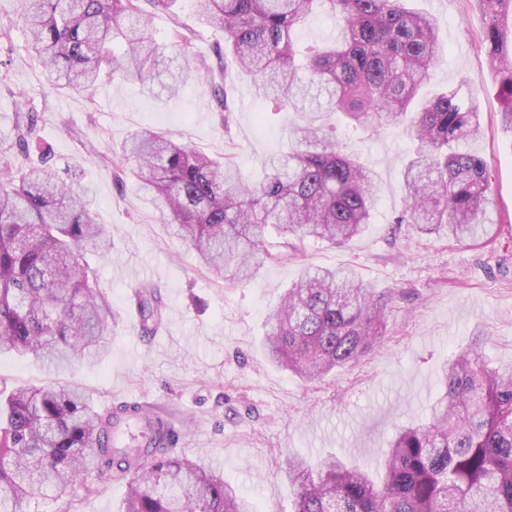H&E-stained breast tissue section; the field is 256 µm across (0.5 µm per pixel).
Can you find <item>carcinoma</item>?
Returning <instances> with one entry per match:
<instances>
[{
	"label": "carcinoma",
	"instance_id": "obj_1",
	"mask_svg": "<svg viewBox=\"0 0 512 512\" xmlns=\"http://www.w3.org/2000/svg\"><path fill=\"white\" fill-rule=\"evenodd\" d=\"M31 51L60 87L93 94L104 77L145 82L166 61L148 27L176 0H20ZM481 41L512 128V0H477ZM197 19L224 32L216 61L196 52L194 28L177 18L171 46L209 83L213 111L229 123L224 53L257 94L305 118L334 114L349 131L398 127L415 144L403 175L408 209L397 219L422 235L463 243L487 237L491 199L485 160L469 150L479 113L459 87L412 108L443 56L435 17L410 0H197ZM339 22L336 39L300 45L296 31L315 12ZM115 41L124 53L112 51ZM296 144L273 156L259 182L162 132L138 130L112 157L116 180L130 174L170 234L190 246L217 280L246 284L258 255L288 257L295 242L342 246L376 210L374 171L307 123ZM32 119L18 120L20 155L0 153V353L31 356L59 376L106 353L108 298L88 254L111 241L90 209L88 190L62 178L42 151L25 153ZM134 306L145 329L163 320L157 289L143 285ZM386 304L347 269L305 268L269 314L270 361L308 384L364 356L384 335ZM444 394L427 422L403 427L371 468L327 456L288 458L294 512H512V364L491 368L475 350L444 370ZM85 389L49 380L0 385V512H32L58 501L88 474L124 480L118 512H258L209 468L172 448L109 445L112 416ZM150 456L141 466L143 455Z\"/></svg>",
	"mask_w": 512,
	"mask_h": 512
}]
</instances>
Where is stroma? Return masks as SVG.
Instances as JSON below:
<instances>
[{
	"mask_svg": "<svg viewBox=\"0 0 512 512\" xmlns=\"http://www.w3.org/2000/svg\"><path fill=\"white\" fill-rule=\"evenodd\" d=\"M438 21L446 54L421 95L476 78L483 132L470 144L488 164L495 226L491 238L458 243L421 237L397 223L406 207L403 171L411 151L394 129L348 132L336 115L318 117L327 133L358 150L379 182L373 224L338 247L307 241L294 257L258 259L245 285L214 280L192 251L171 237L159 212L141 201L135 183L112 177L114 150L134 131L165 132L213 157H229L246 179L260 177L272 155L295 142L291 112L267 111L249 78L226 60L224 87L231 107L221 123L209 87L188 78L168 94L169 73L148 83L102 80L93 95L52 88L28 51L18 0H0V148L15 142L19 117L33 115L61 175L76 176L92 192L97 223L112 236V250L91 259L112 304L109 348L98 361L70 375L109 409L140 400L175 421L177 451L223 475L255 502L259 512H291L294 488L288 456L374 461L403 426L425 419L442 390V370L461 350L476 347L490 365L512 363V128L501 121L497 89L481 43L475 0H414ZM192 24L200 53L223 41L216 27L198 22L195 0L150 17L159 43L174 19ZM349 267L377 293L389 295L382 338L358 362L305 384L270 364L261 350L266 319L303 267ZM157 287L164 304L160 336L137 333L128 297L143 283ZM41 365L17 353L0 355V382L41 384ZM126 484L89 474L62 501L38 500V512H115Z\"/></svg>",
	"mask_w": 512,
	"mask_h": 512,
	"instance_id": "35a3bbf8",
	"label": "stroma"
}]
</instances>
